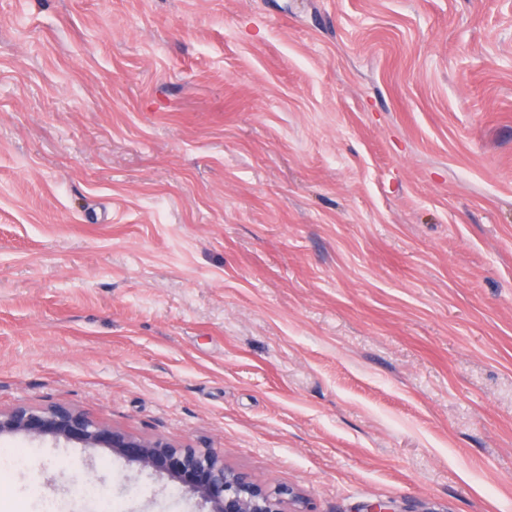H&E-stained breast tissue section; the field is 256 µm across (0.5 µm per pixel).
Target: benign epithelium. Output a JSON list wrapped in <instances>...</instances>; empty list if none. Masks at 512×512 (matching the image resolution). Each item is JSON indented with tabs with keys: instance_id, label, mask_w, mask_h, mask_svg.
Segmentation results:
<instances>
[{
	"instance_id": "7a95c632",
	"label": "benign epithelium",
	"mask_w": 512,
	"mask_h": 512,
	"mask_svg": "<svg viewBox=\"0 0 512 512\" xmlns=\"http://www.w3.org/2000/svg\"><path fill=\"white\" fill-rule=\"evenodd\" d=\"M16 433L85 447L103 445L131 464L167 475L209 504L208 512H302L293 491L254 482L246 473L226 466L224 457L209 448L107 429L75 408L19 405L0 411V436Z\"/></svg>"
}]
</instances>
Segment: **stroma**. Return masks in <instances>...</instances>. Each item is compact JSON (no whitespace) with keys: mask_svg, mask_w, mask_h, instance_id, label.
Wrapping results in <instances>:
<instances>
[{"mask_svg":"<svg viewBox=\"0 0 512 512\" xmlns=\"http://www.w3.org/2000/svg\"><path fill=\"white\" fill-rule=\"evenodd\" d=\"M304 512H512V0H0V409ZM0 512H202L0 437ZM23 433L32 438L103 445L142 469L163 473L209 504L207 512H304L288 488L268 489L246 473L229 468L209 448L174 445L163 437L107 429L75 408L19 405L0 411V436Z\"/></svg>","mask_w":512,"mask_h":512,"instance_id":"1","label":"stroma"}]
</instances>
